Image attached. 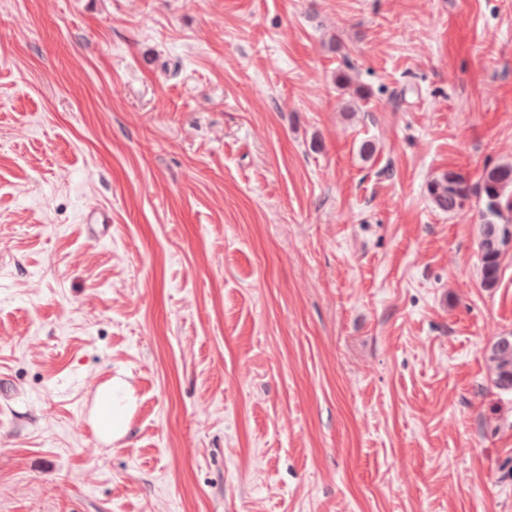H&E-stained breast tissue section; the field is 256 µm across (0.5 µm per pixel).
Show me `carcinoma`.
I'll return each instance as SVG.
<instances>
[{
  "label": "carcinoma",
  "instance_id": "carcinoma-1",
  "mask_svg": "<svg viewBox=\"0 0 512 512\" xmlns=\"http://www.w3.org/2000/svg\"><path fill=\"white\" fill-rule=\"evenodd\" d=\"M434 206L443 212L464 209L471 196L477 197L479 246H481V282L493 288L499 280L501 257L512 241V165L504 164L483 171L476 187L461 173L448 172L433 180L428 188ZM487 361L495 386L512 391V336H500L490 347Z\"/></svg>",
  "mask_w": 512,
  "mask_h": 512
}]
</instances>
